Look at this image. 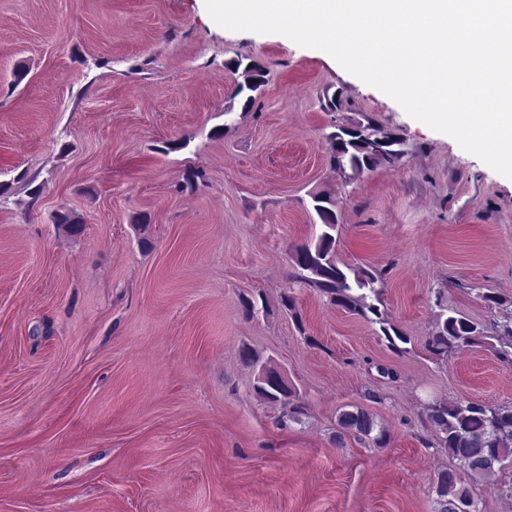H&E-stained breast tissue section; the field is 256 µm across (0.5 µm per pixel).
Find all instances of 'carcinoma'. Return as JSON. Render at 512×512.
Segmentation results:
<instances>
[{
  "label": "carcinoma",
  "instance_id": "carcinoma-1",
  "mask_svg": "<svg viewBox=\"0 0 512 512\" xmlns=\"http://www.w3.org/2000/svg\"><path fill=\"white\" fill-rule=\"evenodd\" d=\"M226 66L241 72L243 77L236 90V95L243 96L242 110L253 108L265 83L264 67L255 60L246 62L242 58L228 62ZM331 127L333 131L327 134L331 145L328 163L344 181L380 166H391L404 155L403 139L385 130L369 116L362 121L335 122ZM203 177L202 172L190 169L185 172L183 181L173 185V191L192 190ZM311 197L322 232L315 240L292 250L291 260L298 271L299 281L319 291L330 304L380 324L382 335L390 346L399 349L398 343H407V338L382 310L388 271L340 267L335 253L339 220L334 194L320 191ZM53 219L70 236L83 231L82 217L71 209L56 211ZM480 298L489 309L499 311L493 327L489 330L481 328L455 312L442 314L434 333L428 337L426 346L429 351L446 357L490 337L499 343L498 357L512 363V300L483 293ZM280 308L295 319L299 329H304L293 295L283 293ZM489 331L492 332L490 336L487 335ZM240 357L248 366H259L254 385L256 393L281 403L283 417L288 421L302 423L307 416L305 405L293 399L291 389L282 388L277 374L259 364V355L249 347L241 348ZM427 421L441 447L455 461L454 468L438 470L433 476L437 495L435 512H479L478 502L470 489L458 484V473L463 472L473 481L481 482L512 469V405L493 406L466 399L441 401L428 407ZM337 424L335 442L338 446L349 436L377 447H384L389 441L387 428L364 408L341 412Z\"/></svg>",
  "mask_w": 512,
  "mask_h": 512
}]
</instances>
